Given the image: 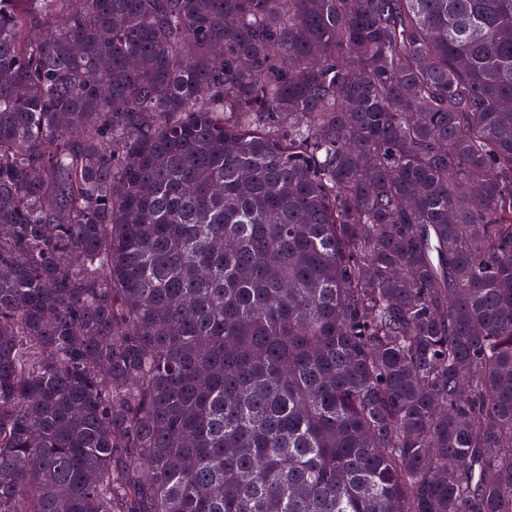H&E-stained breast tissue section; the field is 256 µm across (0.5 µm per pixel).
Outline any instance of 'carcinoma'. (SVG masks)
<instances>
[{"instance_id":"1","label":"carcinoma","mask_w":512,"mask_h":512,"mask_svg":"<svg viewBox=\"0 0 512 512\" xmlns=\"http://www.w3.org/2000/svg\"><path fill=\"white\" fill-rule=\"evenodd\" d=\"M0 512H512V0H0Z\"/></svg>"}]
</instances>
